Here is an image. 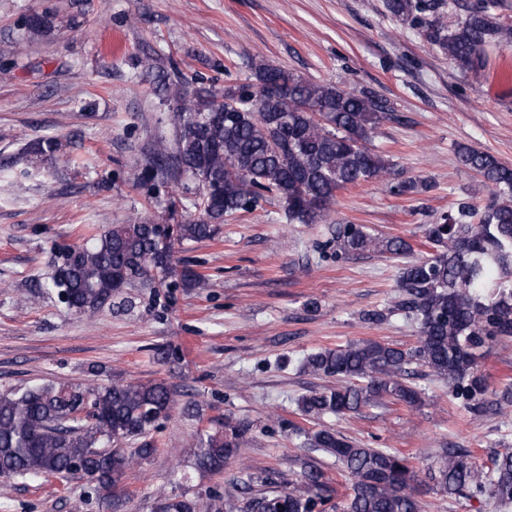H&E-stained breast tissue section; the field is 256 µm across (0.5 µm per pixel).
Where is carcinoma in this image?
I'll use <instances>...</instances> for the list:
<instances>
[{
  "instance_id": "carcinoma-1",
  "label": "carcinoma",
  "mask_w": 512,
  "mask_h": 512,
  "mask_svg": "<svg viewBox=\"0 0 512 512\" xmlns=\"http://www.w3.org/2000/svg\"><path fill=\"white\" fill-rule=\"evenodd\" d=\"M392 17L417 31L463 71L490 46L512 44L508 0H384ZM462 11L450 24L448 13ZM174 103L170 123L175 146L156 142L152 160L134 174L137 186L162 187L189 178L197 183L192 206L198 218L157 224L137 218L107 225L82 243L53 253L48 287L69 309L92 316L126 288H153L177 275L174 286L203 288L205 276L191 268L176 274V248L214 238L225 218L252 213L275 198L290 224H316L336 192L374 180L402 196L419 181L403 179L396 164L367 147L384 106L374 97L332 83H318L262 63L253 77L218 93L200 81L166 87ZM61 149L55 138L28 147L29 161L42 162ZM464 166L491 188L478 210L458 202L427 238L440 247L433 256L405 265L399 275L396 309L418 324L417 344L404 349L373 340L325 348L305 357L304 370L334 377L341 385L298 399L302 415L319 419L359 413L386 398L409 405L418 392L406 384L410 366L428 369L448 388V399L473 416L486 412L487 380L479 370L482 351L512 338V168L470 147L458 151ZM376 251L401 256L411 251L399 236L376 237L362 224L336 225V258ZM163 380L84 387L42 383L0 393V478L31 479L56 474H96L92 494L99 505L119 508L126 471L155 452L145 441L175 407ZM246 426L224 421V429L196 436L192 467L224 472V460L246 442ZM144 439L129 451L123 445ZM307 445L335 458L348 493L313 466L288 492L268 488L236 501L210 498L208 512H421L417 472L409 457L391 448H368L332 428L307 437ZM467 448H443L428 466L430 479L452 497L490 494L512 506V450L498 452L483 472ZM156 512H201L185 496L160 495Z\"/></svg>"
}]
</instances>
